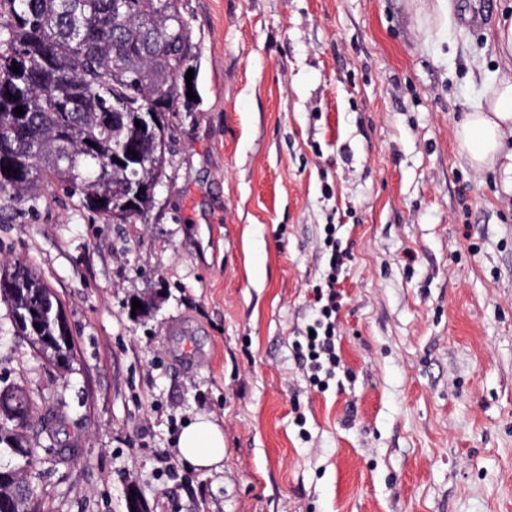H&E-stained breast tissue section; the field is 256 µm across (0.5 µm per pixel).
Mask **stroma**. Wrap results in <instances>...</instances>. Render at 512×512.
Returning a JSON list of instances; mask_svg holds the SVG:
<instances>
[{"label":"stroma","mask_w":512,"mask_h":512,"mask_svg":"<svg viewBox=\"0 0 512 512\" xmlns=\"http://www.w3.org/2000/svg\"><path fill=\"white\" fill-rule=\"evenodd\" d=\"M181 0L197 100L170 113L145 220L55 186L0 201V260L54 289L60 374L0 303V391L35 397L39 512H512V168L455 131L512 78V0ZM350 259L337 350L313 387L294 342L325 225ZM150 300L133 311L132 300ZM210 415L222 467L180 460Z\"/></svg>","instance_id":"35a3bbf8"}]
</instances>
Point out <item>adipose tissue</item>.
Returning <instances> with one entry per match:
<instances>
[{
    "mask_svg": "<svg viewBox=\"0 0 512 512\" xmlns=\"http://www.w3.org/2000/svg\"><path fill=\"white\" fill-rule=\"evenodd\" d=\"M512 133V82L501 83L486 104L476 105L457 130L473 167L490 166L503 153L504 137ZM181 460L199 469H209L224 460V431L208 416H196L176 439Z\"/></svg>",
    "mask_w": 512,
    "mask_h": 512,
    "instance_id": "1",
    "label": "adipose tissue"
}]
</instances>
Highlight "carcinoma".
Returning a JSON list of instances; mask_svg holds the SVG:
<instances>
[{
	"mask_svg": "<svg viewBox=\"0 0 512 512\" xmlns=\"http://www.w3.org/2000/svg\"><path fill=\"white\" fill-rule=\"evenodd\" d=\"M180 0H0V198L18 200L44 183L82 209L115 223L100 202L131 199L123 224L144 218L155 197L132 196L138 183L164 177L166 153L142 113L167 116L187 98L177 79L193 68L197 45L182 21ZM19 72L12 71V65ZM23 107L24 114L14 113ZM140 125H135V122ZM131 149L121 164L112 153ZM8 280L0 301L23 318L18 333L50 346L45 361L63 373L76 360L70 331L55 311L60 300L23 261L0 262ZM5 405L22 418L0 423V497L10 512H37L34 489L19 493L36 461L28 435L34 402L21 388Z\"/></svg>",
	"mask_w": 512,
	"mask_h": 512,
	"instance_id": "cac0c4a2",
	"label": "carcinoma"
}]
</instances>
